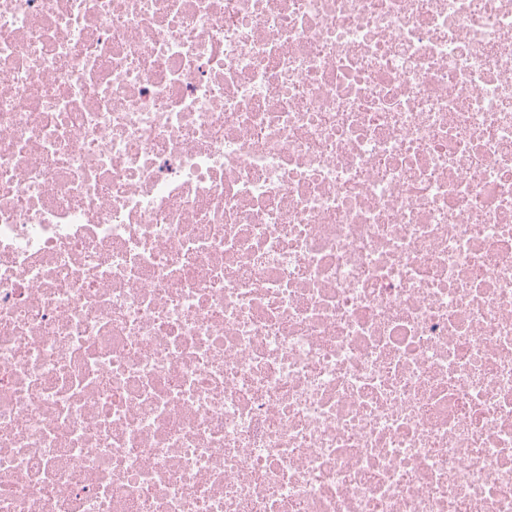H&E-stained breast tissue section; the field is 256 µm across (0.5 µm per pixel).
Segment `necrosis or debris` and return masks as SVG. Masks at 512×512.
I'll list each match as a JSON object with an SVG mask.
<instances>
[{
    "mask_svg": "<svg viewBox=\"0 0 512 512\" xmlns=\"http://www.w3.org/2000/svg\"><path fill=\"white\" fill-rule=\"evenodd\" d=\"M0 512H512V0H0Z\"/></svg>",
    "mask_w": 512,
    "mask_h": 512,
    "instance_id": "4bbe7bcc",
    "label": "necrosis or debris"
}]
</instances>
